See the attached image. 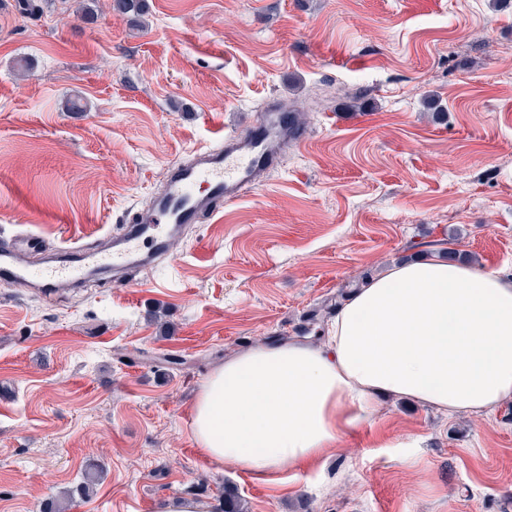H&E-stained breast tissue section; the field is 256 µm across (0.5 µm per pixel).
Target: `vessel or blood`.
Here are the masks:
<instances>
[{"mask_svg":"<svg viewBox=\"0 0 512 512\" xmlns=\"http://www.w3.org/2000/svg\"><path fill=\"white\" fill-rule=\"evenodd\" d=\"M291 122L288 112L264 113L261 122L251 124L246 132L224 134L215 143L195 149L192 161L170 164L167 182L153 197L149 215L130 225L108 249L86 252L68 245L59 260L35 270L26 263L21 242L9 239L0 246V279L31 281L50 295L84 273L111 269L119 274L116 286H124L122 271L166 254L186 225L197 223L201 215H216L224 205L237 201L244 188L251 186L257 170L275 164L273 141L278 133H289L297 143L303 141L304 131Z\"/></svg>","mask_w":512,"mask_h":512,"instance_id":"1","label":"vessel or blood"}]
</instances>
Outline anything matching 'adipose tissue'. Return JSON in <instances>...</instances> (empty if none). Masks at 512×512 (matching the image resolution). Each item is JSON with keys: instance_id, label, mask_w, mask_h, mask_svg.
<instances>
[{"instance_id": "ef3b65f1", "label": "adipose tissue", "mask_w": 512, "mask_h": 512, "mask_svg": "<svg viewBox=\"0 0 512 512\" xmlns=\"http://www.w3.org/2000/svg\"><path fill=\"white\" fill-rule=\"evenodd\" d=\"M389 397L451 416L512 402V275L431 257L386 267L341 303L324 341L226 359L191 407L193 440L277 482L373 425Z\"/></svg>"}]
</instances>
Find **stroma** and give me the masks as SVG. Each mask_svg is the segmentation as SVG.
<instances>
[{"label": "stroma", "instance_id": "35a3bbf8", "mask_svg": "<svg viewBox=\"0 0 512 512\" xmlns=\"http://www.w3.org/2000/svg\"><path fill=\"white\" fill-rule=\"evenodd\" d=\"M0 0V242L27 255L122 233L168 165L302 110L306 141L159 265L44 299L0 280V512H162L224 490L245 512H512V403L448 417L385 403L323 466L267 483L199 455L190 406L225 358L326 323L354 277L446 242L512 273V4ZM30 70L21 73L20 62ZM78 98L82 112L65 108ZM417 448L399 447L403 437Z\"/></svg>", "mask_w": 512, "mask_h": 512}]
</instances>
